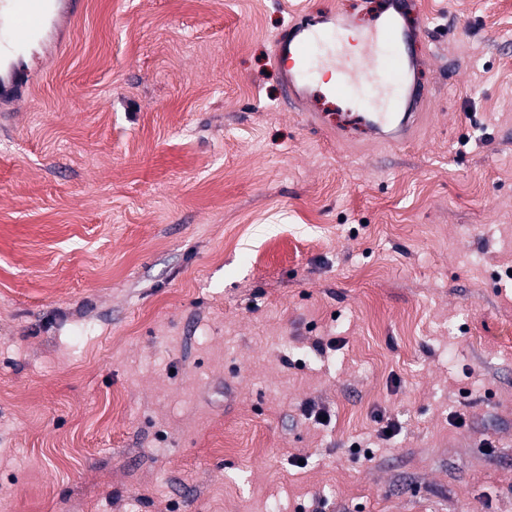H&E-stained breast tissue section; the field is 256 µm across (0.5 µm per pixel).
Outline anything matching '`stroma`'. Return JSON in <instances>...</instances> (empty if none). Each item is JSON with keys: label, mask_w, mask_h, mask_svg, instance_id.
I'll list each match as a JSON object with an SVG mask.
<instances>
[{"label": "stroma", "mask_w": 512, "mask_h": 512, "mask_svg": "<svg viewBox=\"0 0 512 512\" xmlns=\"http://www.w3.org/2000/svg\"><path fill=\"white\" fill-rule=\"evenodd\" d=\"M384 8L84 0L19 53L0 512H512V0L410 14L408 143L310 126L275 38Z\"/></svg>", "instance_id": "35a3bbf8"}]
</instances>
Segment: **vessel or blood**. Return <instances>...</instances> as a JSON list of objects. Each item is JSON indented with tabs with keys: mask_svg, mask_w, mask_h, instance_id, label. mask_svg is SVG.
I'll return each instance as SVG.
<instances>
[{
	"mask_svg": "<svg viewBox=\"0 0 512 512\" xmlns=\"http://www.w3.org/2000/svg\"><path fill=\"white\" fill-rule=\"evenodd\" d=\"M409 6V0H388L389 15L363 38L364 50L351 62L336 51V21L332 17L305 18L287 26L275 41L274 62L288 99L310 101L312 75L328 68L338 77L332 92L373 108L365 117L344 115V123L392 142H408L425 97L424 89L411 80L424 62L422 54L410 50L418 33L399 22ZM1 22L8 25L7 38H0L3 57L54 24V0H0ZM34 74L28 67H11L7 79L0 80V103L25 97L35 85Z\"/></svg>",
	"mask_w": 512,
	"mask_h": 512,
	"instance_id": "1",
	"label": "vessel or blood"
}]
</instances>
